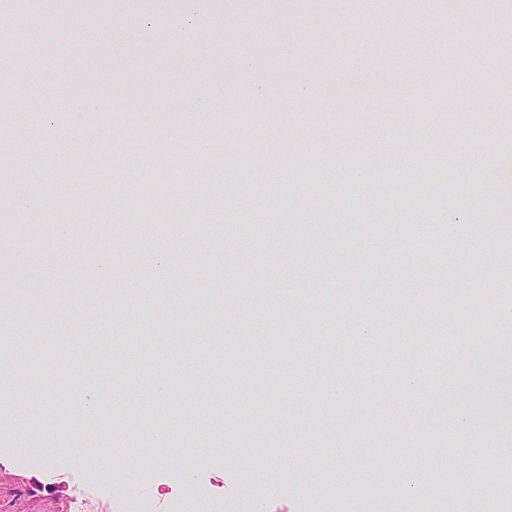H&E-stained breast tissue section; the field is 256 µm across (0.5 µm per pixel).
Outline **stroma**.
I'll return each mask as SVG.
<instances>
[{"mask_svg":"<svg viewBox=\"0 0 512 512\" xmlns=\"http://www.w3.org/2000/svg\"><path fill=\"white\" fill-rule=\"evenodd\" d=\"M71 29L94 32L95 52ZM0 30V357L13 366L0 390L18 410L0 422V512H112L131 488L151 512H369L354 477L379 473L385 432L400 448L386 482L409 460L436 470L453 408L407 416L432 371L385 385L374 359L414 334L463 335L453 313L512 271V185L463 165L512 154V112L495 109L512 94L496 75L512 0L392 14L381 0H0ZM442 136L455 165L429 199L403 194ZM339 150L366 174L331 180ZM251 157L266 163L260 223L235 210ZM173 170L174 208L154 194ZM396 224L442 250L396 265ZM450 256L470 276L445 297ZM480 317L501 359L459 403L469 440L512 448V326ZM215 379L218 402L197 390ZM90 408L76 465L58 419ZM147 418L166 447L141 448Z\"/></svg>","mask_w":512,"mask_h":512,"instance_id":"1","label":"stroma"}]
</instances>
